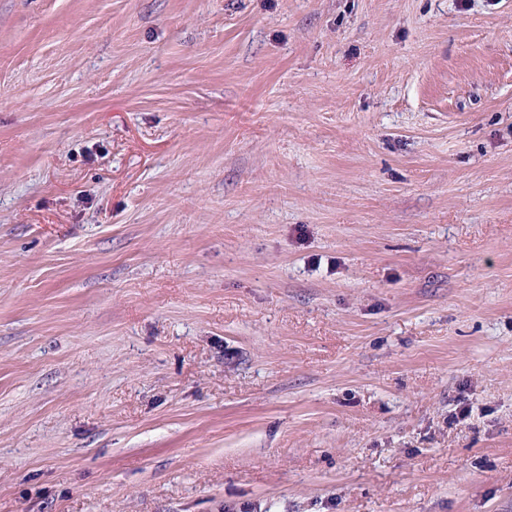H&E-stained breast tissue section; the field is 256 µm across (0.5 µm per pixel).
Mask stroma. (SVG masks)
Listing matches in <instances>:
<instances>
[{"label":"stroma","instance_id":"stroma-1","mask_svg":"<svg viewBox=\"0 0 512 512\" xmlns=\"http://www.w3.org/2000/svg\"><path fill=\"white\" fill-rule=\"evenodd\" d=\"M0 512H512V0H0Z\"/></svg>","mask_w":512,"mask_h":512}]
</instances>
